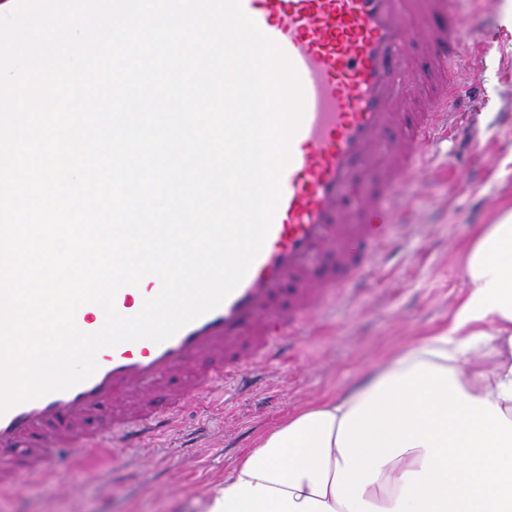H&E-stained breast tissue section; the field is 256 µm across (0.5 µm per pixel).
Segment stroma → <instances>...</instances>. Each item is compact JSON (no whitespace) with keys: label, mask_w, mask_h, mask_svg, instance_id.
<instances>
[{"label":"stroma","mask_w":512,"mask_h":512,"mask_svg":"<svg viewBox=\"0 0 512 512\" xmlns=\"http://www.w3.org/2000/svg\"><path fill=\"white\" fill-rule=\"evenodd\" d=\"M489 0L471 29L483 45L473 81L476 150L439 144L432 166L401 185L392 236L401 243L367 287L341 291L302 322L291 349L260 367L256 387L215 389L142 448L60 454L45 475L19 473L0 512H195L233 461L278 421L361 381L392 352L450 323L467 288L463 261L478 228L512 198V29Z\"/></svg>","instance_id":"obj_1"}]
</instances>
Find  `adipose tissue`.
<instances>
[{
	"mask_svg": "<svg viewBox=\"0 0 512 512\" xmlns=\"http://www.w3.org/2000/svg\"><path fill=\"white\" fill-rule=\"evenodd\" d=\"M450 325L257 436L196 512H512V199Z\"/></svg>",
	"mask_w": 512,
	"mask_h": 512,
	"instance_id": "ef3b65f1",
	"label": "adipose tissue"
}]
</instances>
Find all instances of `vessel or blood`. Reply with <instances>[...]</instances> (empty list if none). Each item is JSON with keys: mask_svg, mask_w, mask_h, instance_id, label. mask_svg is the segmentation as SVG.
Returning a JSON list of instances; mask_svg holds the SVG:
<instances>
[{"mask_svg": "<svg viewBox=\"0 0 512 512\" xmlns=\"http://www.w3.org/2000/svg\"><path fill=\"white\" fill-rule=\"evenodd\" d=\"M282 50L303 92L280 198L262 249L216 309L173 337L101 349L83 382L0 415V487L16 471L50 473L59 452L113 437L139 448L216 386L247 385L294 328L335 291L358 288L385 240V204L423 168L463 110L477 0H242ZM332 269L310 271L320 249Z\"/></svg>", "mask_w": 512, "mask_h": 512, "instance_id": "b4317fda", "label": "vessel or blood"}]
</instances>
